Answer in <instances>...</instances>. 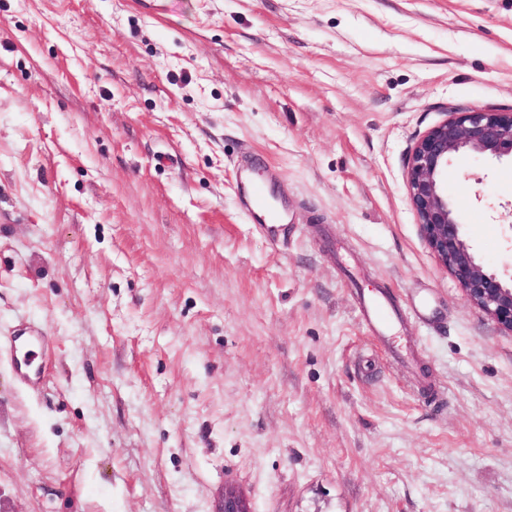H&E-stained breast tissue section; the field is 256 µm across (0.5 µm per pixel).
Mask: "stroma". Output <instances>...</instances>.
Here are the masks:
<instances>
[{
    "mask_svg": "<svg viewBox=\"0 0 512 512\" xmlns=\"http://www.w3.org/2000/svg\"><path fill=\"white\" fill-rule=\"evenodd\" d=\"M468 110L512 111V0H0V512H512V333L408 200ZM448 197L512 272V163ZM242 200L255 224L274 240L280 239L287 218L283 206L272 203L273 191L267 181L248 180L241 185ZM362 314L371 332L384 345L393 337L398 315L386 297H372L363 301ZM41 345L37 339L30 336H14L9 343V354L24 383H37V370L42 371L44 359L40 354ZM216 509V512H251L244 494L232 486L224 488V497Z\"/></svg>",
    "mask_w": 512,
    "mask_h": 512,
    "instance_id": "stroma-1",
    "label": "stroma"
}]
</instances>
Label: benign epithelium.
Segmentation results:
<instances>
[{"instance_id": "1", "label": "benign epithelium", "mask_w": 512, "mask_h": 512, "mask_svg": "<svg viewBox=\"0 0 512 512\" xmlns=\"http://www.w3.org/2000/svg\"><path fill=\"white\" fill-rule=\"evenodd\" d=\"M454 156L512 162V112H451L416 140L408 160L409 200L435 257L473 306L512 333V276L503 277L479 258L448 199ZM216 512L251 510L244 494L227 486Z\"/></svg>"}]
</instances>
